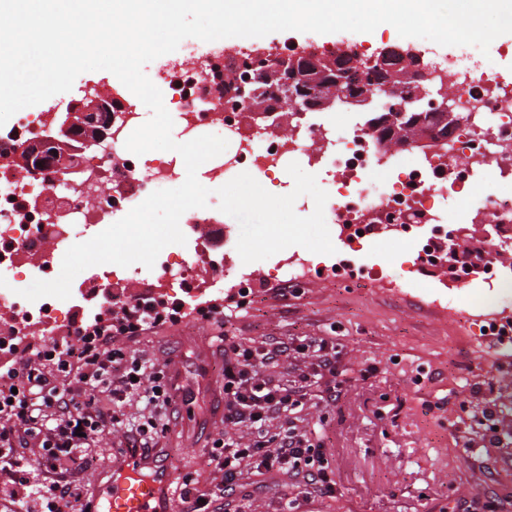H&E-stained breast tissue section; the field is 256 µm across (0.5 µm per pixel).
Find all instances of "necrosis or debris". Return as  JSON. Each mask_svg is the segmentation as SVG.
I'll return each instance as SVG.
<instances>
[{"label":"necrosis or debris","instance_id":"4bbe7bcc","mask_svg":"<svg viewBox=\"0 0 512 512\" xmlns=\"http://www.w3.org/2000/svg\"><path fill=\"white\" fill-rule=\"evenodd\" d=\"M505 53V47L496 44L485 54L464 46L430 61L425 81L433 85L450 81L455 100L467 108L446 139L412 145L404 158L376 137L364 114L335 118L301 112L287 135L248 129L247 104L234 87L255 83L258 74L244 49L231 53L215 41L190 40L184 43L179 62L161 66L152 77L177 114L181 142L205 130L228 140V149L214 159L220 174L232 176L246 169L267 176L293 162L306 165L319 174V185L329 195L326 223L340 225L349 246L366 245L382 227L407 236L423 223L429 232L417 242L412 258L421 265L437 266L443 261L441 245L458 247L463 233L450 225L449 207L488 183L494 190L483 215L491 228L487 242L497 251L512 248V79L497 68ZM112 98L121 106L112 125L113 156L89 160L88 170L97 184L88 194L71 192L66 223L53 220L55 187L14 171L8 161L0 162V306L13 313V343H20L33 327L56 334L61 316L76 310L87 322L106 320L105 306L88 295L31 302L20 292L29 278L48 276L55 259L70 246L89 240L152 192L181 179L177 153L136 156L126 149L125 142L142 117L124 85H115ZM218 204L214 197L208 207L197 209L194 235L186 244L165 247L153 268L138 263L126 268L92 267L96 287L138 280L153 288L157 299L196 306V295L185 286L197 263L208 258L199 249L196 234L210 225ZM47 240L53 247L43 253L41 264L23 267L20 255Z\"/></svg>","mask_w":512,"mask_h":512}]
</instances>
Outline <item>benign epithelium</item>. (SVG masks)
Wrapping results in <instances>:
<instances>
[{
	"instance_id": "benign-epithelium-1",
	"label": "benign epithelium",
	"mask_w": 512,
	"mask_h": 512,
	"mask_svg": "<svg viewBox=\"0 0 512 512\" xmlns=\"http://www.w3.org/2000/svg\"><path fill=\"white\" fill-rule=\"evenodd\" d=\"M258 57L265 73L287 97L289 107L294 112H304L311 104L322 108L342 104H369L379 95L377 85L361 80L358 87L346 86L349 67H357L360 62L350 56L334 66H325L326 55L315 45L310 44L291 54H281L275 50L260 49ZM366 65L377 70H386L394 80L382 86L390 100L395 102L389 117L398 122L407 115V105L401 101L405 83L417 78V72L424 65L422 52L410 45L392 44L377 49L366 60ZM333 81L339 88L329 99L313 97L312 87ZM112 99L94 97L85 102L68 107L62 117L56 134L46 130L36 139L12 150L10 159L20 172L32 176L46 175L54 184H75L73 176L81 173L77 156L83 154L101 155L110 153L112 137Z\"/></svg>"
}]
</instances>
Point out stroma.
I'll use <instances>...</instances> for the list:
<instances>
[{
    "label": "stroma",
    "instance_id": "obj_1",
    "mask_svg": "<svg viewBox=\"0 0 512 512\" xmlns=\"http://www.w3.org/2000/svg\"><path fill=\"white\" fill-rule=\"evenodd\" d=\"M286 38L300 45L356 41L372 51L401 41L395 28L380 26L371 33L273 32L255 43L268 48ZM113 79L104 70L82 73L70 91L35 109L43 124H50L54 113L93 96L95 85ZM331 240L336 259L385 266L392 285L330 282L316 272L302 284L299 297H287L280 292L274 260L266 259L252 262L255 286L242 306L232 292L217 298L209 293L221 267L197 266L191 285L200 302L223 305V320L191 315L127 343L143 364L163 366L195 400L172 413L151 411L139 392L116 404L109 388H98L97 401L113 409L118 421L88 450L89 465L77 477L84 496L94 497L121 463L129 430L152 420L164 430L155 446L175 476L191 475L197 493L215 510L222 507L216 493L224 474L210 460L212 441L227 433L246 442L252 431L244 425L225 429L223 412L212 409L224 387L220 343L227 336L247 344L307 336L335 343L339 366L350 378L333 403L320 400L318 385L307 387L304 407L289 420L322 443L335 492L305 499L285 474L254 475L245 512H282L290 498L295 512H455L459 500L476 495L493 498L506 510L512 507V449L489 444L484 424L485 408L493 407L512 438V381L498 372L503 351L482 335L481 323L465 317V291L452 268L408 270L410 244L399 236L378 235L363 252L352 251L339 235ZM408 273L419 287H401ZM366 368L370 376L359 379ZM475 384L482 392L474 397Z\"/></svg>",
    "mask_w": 512,
    "mask_h": 512
}]
</instances>
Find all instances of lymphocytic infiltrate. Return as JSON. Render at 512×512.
I'll use <instances>...</instances> for the list:
<instances>
[{
	"instance_id": "lymphocytic-infiltrate-1",
	"label": "lymphocytic infiltrate",
	"mask_w": 512,
	"mask_h": 512,
	"mask_svg": "<svg viewBox=\"0 0 512 512\" xmlns=\"http://www.w3.org/2000/svg\"><path fill=\"white\" fill-rule=\"evenodd\" d=\"M111 316L100 326L77 325L74 344L62 347L28 342L21 367L0 373V472L8 481L0 497L23 512H91L77 483L67 480L66 468L80 466L91 443L112 422L101 411L94 392L102 385L112 389L113 402L132 391L143 390L149 405L170 407L173 403L166 370H145L120 341L166 324L179 323L185 311L172 304L156 307L136 299L106 296ZM311 357L300 386L284 387L263 375L264 368L290 353ZM151 377V388L141 381ZM324 381L327 400H336L346 381L338 365L334 344L325 339L300 343L279 341L254 347L232 338L224 340V422L254 429L256 439L246 444L215 439L212 463L224 473L221 497L225 504L245 498L240 482L243 467L256 474L273 471L302 478L305 494H328L334 483L322 449L310 443L295 428L272 434L266 428L271 416L293 413L303 403L304 383ZM39 403H32V396ZM36 438L40 458L28 461L17 455L18 434Z\"/></svg>"
}]
</instances>
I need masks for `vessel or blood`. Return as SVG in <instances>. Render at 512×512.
I'll return each mask as SVG.
<instances>
[{
    "label": "vessel or blood",
    "mask_w": 512,
    "mask_h": 512,
    "mask_svg": "<svg viewBox=\"0 0 512 512\" xmlns=\"http://www.w3.org/2000/svg\"><path fill=\"white\" fill-rule=\"evenodd\" d=\"M174 474L161 460L141 448L125 449L113 469L99 512H172Z\"/></svg>",
    "instance_id": "obj_1"
}]
</instances>
